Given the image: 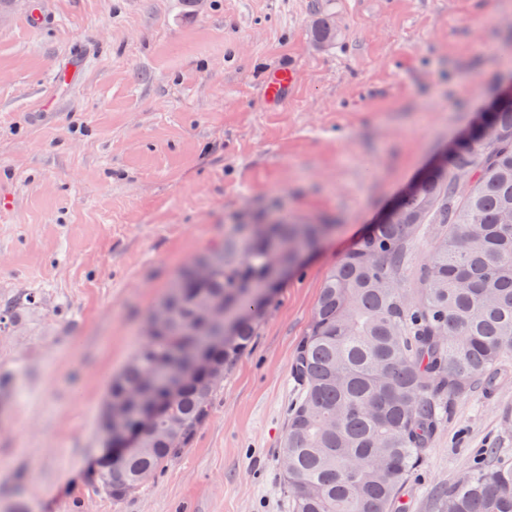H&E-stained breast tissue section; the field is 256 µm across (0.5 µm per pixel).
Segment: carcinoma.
Wrapping results in <instances>:
<instances>
[{
    "label": "carcinoma",
    "instance_id": "carcinoma-1",
    "mask_svg": "<svg viewBox=\"0 0 512 512\" xmlns=\"http://www.w3.org/2000/svg\"><path fill=\"white\" fill-rule=\"evenodd\" d=\"M487 129L448 152L398 202L406 224H375L326 275L291 376L301 397L289 409L278 452L293 512H392L422 464L441 403L479 383L498 385L512 358V99L487 113ZM441 232L420 288H402L408 244L424 225ZM282 214L241 224L194 260L150 313L142 342L108 384L100 425L134 427L146 400L163 407L138 431V447L104 452L94 478L119 501L176 460L210 415L214 393L256 335L271 298L267 275L292 266L326 232ZM224 341L205 372L187 356L219 329ZM180 376L176 393L163 385ZM438 492L439 512H512V461L487 464Z\"/></svg>",
    "mask_w": 512,
    "mask_h": 512
}]
</instances>
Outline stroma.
Masks as SVG:
<instances>
[{"label": "stroma", "mask_w": 512, "mask_h": 512, "mask_svg": "<svg viewBox=\"0 0 512 512\" xmlns=\"http://www.w3.org/2000/svg\"><path fill=\"white\" fill-rule=\"evenodd\" d=\"M511 83L512 0H7L0 305L40 301L0 332V512H292L277 455L327 272ZM283 213L330 231L191 445L112 500L97 422L145 313L197 253ZM484 448L512 460V362L446 407L396 512H437Z\"/></svg>", "instance_id": "obj_1"}]
</instances>
